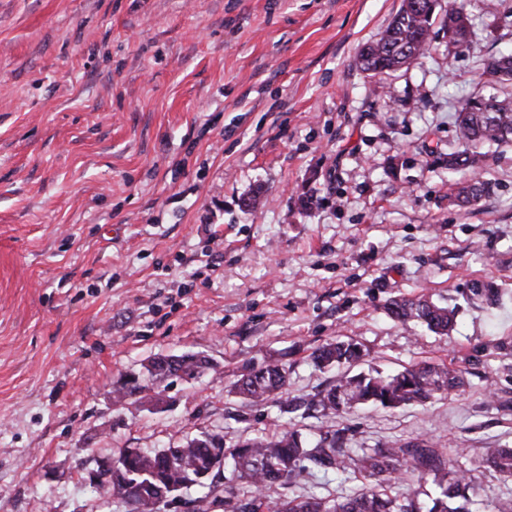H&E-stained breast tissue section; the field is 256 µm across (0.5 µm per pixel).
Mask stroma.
<instances>
[{"label":"stroma","instance_id":"1","mask_svg":"<svg viewBox=\"0 0 512 512\" xmlns=\"http://www.w3.org/2000/svg\"><path fill=\"white\" fill-rule=\"evenodd\" d=\"M462 2L470 49L440 35L372 80L356 53L400 0H0V512H127L84 485L99 459L277 422L354 452L422 437L466 468L512 448V143L463 207L431 157L478 57L512 45V0ZM477 281L495 305L468 302ZM420 293L455 309L451 335L387 315ZM339 336L361 371L445 361L466 384L333 421L232 393L274 353L290 395L317 392L309 354ZM185 352L216 370L169 379L167 409L113 406Z\"/></svg>","mask_w":512,"mask_h":512}]
</instances>
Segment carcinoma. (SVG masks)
<instances>
[{
	"mask_svg": "<svg viewBox=\"0 0 512 512\" xmlns=\"http://www.w3.org/2000/svg\"><path fill=\"white\" fill-rule=\"evenodd\" d=\"M453 33L448 52L469 46L475 31L465 10L454 0L448 8L432 9L428 0H400V6L378 37L362 45L356 65L370 78L398 71L435 50V26ZM480 77L494 86L486 93L478 86L466 95L454 114L455 144L448 145L444 159L450 171H468L474 177L454 184L449 201L470 203L480 199L487 184L475 177L486 168L485 144L512 142V49L479 61ZM470 300L492 305L497 291L486 283L475 282ZM388 314L403 325L420 324L427 329L449 334L455 325V313L424 295L402 296L390 300ZM369 354L365 345L351 337L327 342L311 353L321 368H345L311 398L300 403L288 399L290 367L285 355L270 360L258 369L241 374L231 388L249 403L261 406L277 403L283 413L299 406L322 418L332 419L353 413L365 406L387 409L424 403L437 394L450 393L465 384L464 372L446 363L422 362L393 373H351L352 365ZM195 354H184L171 364L155 356L141 365L140 383L128 389L113 387L112 403L123 406L133 391L141 386L160 388L161 384L181 371L192 376L197 365ZM223 438L219 433H205L186 439L182 446L143 449L133 452L123 448L112 457V481H103L95 492L103 499L131 496L141 512H160L157 501L196 492L191 499L193 512H212L221 505L227 512H471L469 491L478 484V469L457 467L448 478L446 465L430 440L418 438L394 448H372L359 459L345 448L342 432L327 430L307 437L295 427L283 428L268 435L249 436L229 446H222L224 465L231 468L241 488L232 498L218 495L217 486L202 479L213 469L215 454L207 447L209 439ZM482 466L505 478H512V448H486ZM215 470V469H213ZM363 472L370 482L347 496H309L305 498L267 500V492L276 484L296 483L316 477L337 476L343 480ZM216 469L215 473H220ZM433 475L436 487L432 505L425 509L419 492L408 488L392 491L393 485L411 479L423 480Z\"/></svg>",
	"mask_w": 512,
	"mask_h": 512,
	"instance_id": "obj_1",
	"label": "carcinoma"
}]
</instances>
